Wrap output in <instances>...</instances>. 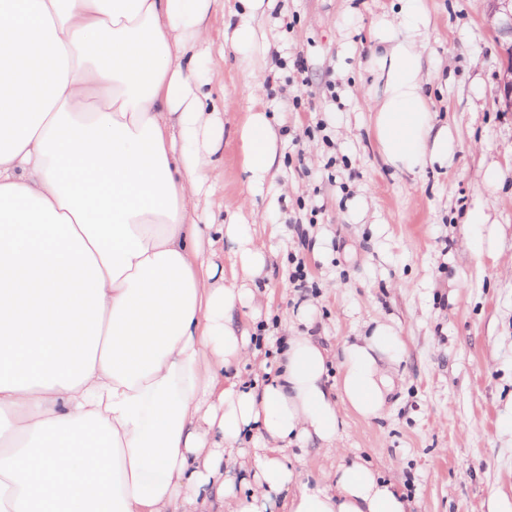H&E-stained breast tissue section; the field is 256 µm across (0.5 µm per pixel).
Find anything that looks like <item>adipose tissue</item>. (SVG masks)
<instances>
[{
    "instance_id": "ef3b65f1",
    "label": "adipose tissue",
    "mask_w": 512,
    "mask_h": 512,
    "mask_svg": "<svg viewBox=\"0 0 512 512\" xmlns=\"http://www.w3.org/2000/svg\"><path fill=\"white\" fill-rule=\"evenodd\" d=\"M369 59L383 161L449 166L456 143L425 91L421 0H396ZM218 0H0V512H407L360 461L303 482L286 450L337 452L343 412L382 416L383 362L403 341L378 322L330 355L296 333L278 371L246 385L240 316L267 256L209 199L224 114L220 74L196 78ZM257 188L277 139L240 126ZM238 257L226 282L217 248ZM339 377L330 381L329 360ZM259 431L252 478L224 472Z\"/></svg>"
}]
</instances>
